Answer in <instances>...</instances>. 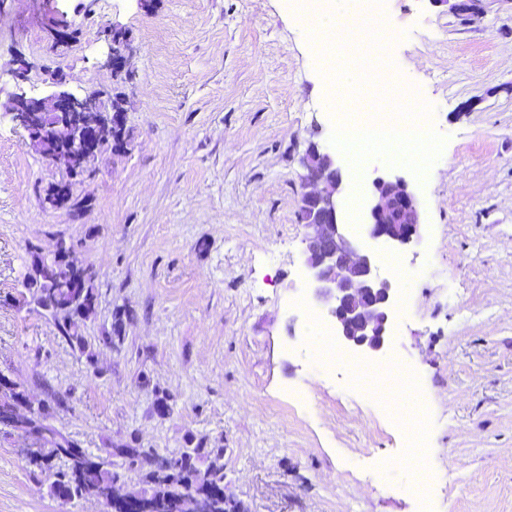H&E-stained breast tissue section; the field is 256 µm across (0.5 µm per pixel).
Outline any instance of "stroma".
I'll return each mask as SVG.
<instances>
[{
	"label": "stroma",
	"instance_id": "35a3bbf8",
	"mask_svg": "<svg viewBox=\"0 0 512 512\" xmlns=\"http://www.w3.org/2000/svg\"><path fill=\"white\" fill-rule=\"evenodd\" d=\"M380 10L399 39L371 70L431 105L446 138L425 179L395 169L419 198L420 240L375 248L401 301L372 360L395 353L412 370L420 453L395 398L356 390L340 362L318 365L329 315L302 263L299 159L329 146L347 93L329 90L285 0H0V376L50 405L53 437L119 463L122 491L143 487L123 446L175 459L201 440L223 449L248 512H512V0H483L475 16L433 0ZM114 24L134 51L119 85ZM66 27L76 37L55 44ZM57 77L77 95H124L125 155L71 178L35 152L5 106L21 88L51 95ZM340 164V218L359 238L353 199L392 169ZM64 180L71 198L50 206ZM61 239L94 273L83 350L24 301L32 251ZM43 445L0 424V512H106L51 493L53 470L25 455Z\"/></svg>",
	"mask_w": 512,
	"mask_h": 512
}]
</instances>
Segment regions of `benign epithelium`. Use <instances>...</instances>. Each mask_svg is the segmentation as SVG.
<instances>
[{
    "label": "benign epithelium",
    "instance_id": "obj_1",
    "mask_svg": "<svg viewBox=\"0 0 512 512\" xmlns=\"http://www.w3.org/2000/svg\"><path fill=\"white\" fill-rule=\"evenodd\" d=\"M129 47L109 48L107 64L119 74L127 68ZM12 121L35 145L50 136V127L39 116L52 112L59 117L62 132L55 151L47 160L72 175L87 170L105 150L124 151V109L112 107L105 94L75 95L62 91L47 99L20 92L6 105ZM297 220L306 229L303 265L313 296L333 318L336 335L346 346L372 353L388 341L392 282L381 275L375 254L350 235L340 221L338 195L344 173L336 155L312 145L301 160ZM369 239L400 249L420 237L421 210L417 195L407 180L398 175H382L372 181L366 202ZM53 264L67 268L70 285L78 283L87 268L73 255L59 249L51 254ZM101 500L113 512H149L141 494L119 495L109 490Z\"/></svg>",
    "mask_w": 512,
    "mask_h": 512
}]
</instances>
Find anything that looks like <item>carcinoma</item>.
<instances>
[{"mask_svg":"<svg viewBox=\"0 0 512 512\" xmlns=\"http://www.w3.org/2000/svg\"><path fill=\"white\" fill-rule=\"evenodd\" d=\"M62 276L61 269L51 266L40 253L32 252L31 272L24 281L27 303L54 318L62 316L60 330L63 337L83 351L86 342L78 334L76 326L78 320L87 317L94 308V275L88 272L76 288L60 287ZM23 407L31 409V405L26 403L25 393L15 385L3 394L0 422H18L17 411ZM63 458L67 460V468L55 472L51 484V490L56 494L65 491L71 499L94 498L99 492L112 487L117 477L111 461L91 456L69 441L42 449L40 457L30 460V464L41 469L50 468L54 460ZM222 481L223 450L208 449L199 441L195 447L186 449L170 468H149L143 474L146 488L142 489V494L165 512H173L177 501L187 496L205 494L210 484Z\"/></svg>","mask_w":512,"mask_h":512,"instance_id":"obj_1","label":"carcinoma"}]
</instances>
